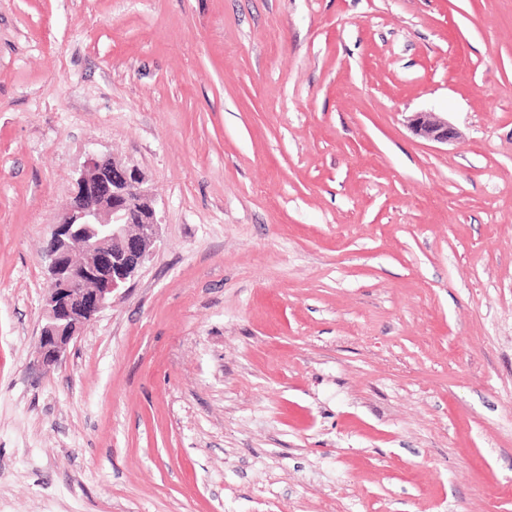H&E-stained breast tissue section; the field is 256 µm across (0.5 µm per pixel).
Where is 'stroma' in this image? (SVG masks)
<instances>
[{
    "instance_id": "1",
    "label": "stroma",
    "mask_w": 512,
    "mask_h": 512,
    "mask_svg": "<svg viewBox=\"0 0 512 512\" xmlns=\"http://www.w3.org/2000/svg\"><path fill=\"white\" fill-rule=\"evenodd\" d=\"M94 154L159 239L43 373ZM0 512H512V0H0ZM407 123L417 135L431 142L448 144L458 138L455 127L434 112H415Z\"/></svg>"
}]
</instances>
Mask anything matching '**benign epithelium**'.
Here are the masks:
<instances>
[{
	"mask_svg": "<svg viewBox=\"0 0 512 512\" xmlns=\"http://www.w3.org/2000/svg\"><path fill=\"white\" fill-rule=\"evenodd\" d=\"M419 136L448 144L458 132L434 112L407 119ZM154 200L139 170L94 155L75 181L69 208L45 241L48 261L38 361L49 372L64 360L81 328L112 305L144 265L158 239Z\"/></svg>",
	"mask_w": 512,
	"mask_h": 512,
	"instance_id": "benign-epithelium-1",
	"label": "benign epithelium"
}]
</instances>
